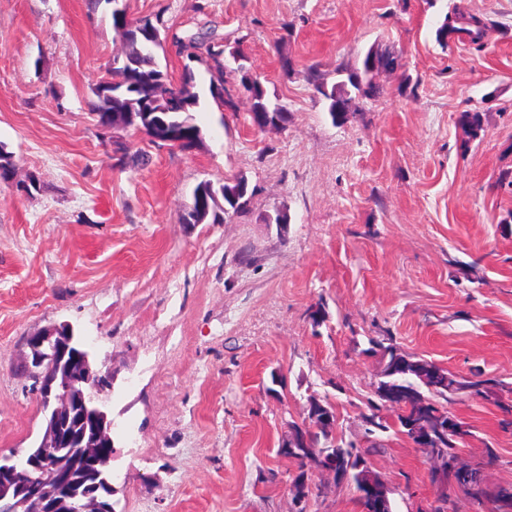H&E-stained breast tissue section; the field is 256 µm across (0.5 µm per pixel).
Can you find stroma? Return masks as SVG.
Returning a JSON list of instances; mask_svg holds the SVG:
<instances>
[{
	"instance_id": "stroma-1",
	"label": "stroma",
	"mask_w": 512,
	"mask_h": 512,
	"mask_svg": "<svg viewBox=\"0 0 512 512\" xmlns=\"http://www.w3.org/2000/svg\"><path fill=\"white\" fill-rule=\"evenodd\" d=\"M125 6L133 19L164 11L174 34L242 38L288 121L253 129L228 70L236 109L201 105L199 148L128 128L119 140L148 156L129 167L90 115L91 85L123 50L111 21L88 0H0V144L15 163L0 183V450L43 432L21 363L26 336L51 324H70L112 372L115 512H293L297 465L281 439L312 395L334 407L336 435L363 439L373 338L512 383V0ZM453 7L484 18L481 45L437 43ZM372 46L400 67L376 74L379 98L333 122L305 69L335 83ZM463 111L480 112L477 136L458 124ZM240 177L252 193L242 213L181 223L200 182ZM279 213L286 223H272ZM473 261L477 282L459 271ZM450 409L471 428L461 460L482 464L489 488L512 486V432L494 398ZM377 441L370 462L394 512H431V460L403 436ZM314 481L312 512H360L354 484Z\"/></svg>"
}]
</instances>
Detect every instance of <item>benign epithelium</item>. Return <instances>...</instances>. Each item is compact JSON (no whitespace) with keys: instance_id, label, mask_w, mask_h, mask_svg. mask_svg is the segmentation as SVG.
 I'll use <instances>...</instances> for the list:
<instances>
[{"instance_id":"1","label":"benign epithelium","mask_w":512,"mask_h":512,"mask_svg":"<svg viewBox=\"0 0 512 512\" xmlns=\"http://www.w3.org/2000/svg\"><path fill=\"white\" fill-rule=\"evenodd\" d=\"M28 349L23 372L33 381V390L44 412L45 429L40 440L41 453L21 461L18 454H0V473L14 484L0 489V512H67L77 497L68 467L62 460L49 463L46 454L59 448H81L86 456L97 454L101 437L112 432L106 412L105 393L112 388V373L96 368L86 346L81 344L72 326L52 324L25 339ZM425 381L430 388L448 384L445 369L432 361L425 363ZM94 414L98 421L93 434L66 437L62 427L78 408ZM435 411L415 410L407 426L412 445L428 453L440 445V437L450 431L457 443L464 442L470 427L459 418L444 423ZM361 489L359 496L369 499L371 512H386L389 497L387 482L376 474L366 460L356 468ZM105 496L86 495L81 512H112V477L106 470L98 474Z\"/></svg>"}]
</instances>
